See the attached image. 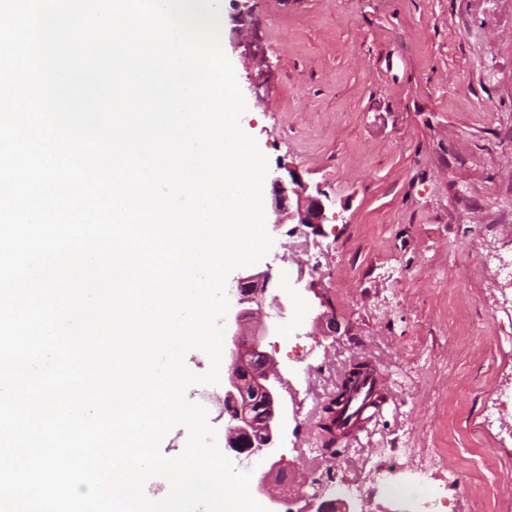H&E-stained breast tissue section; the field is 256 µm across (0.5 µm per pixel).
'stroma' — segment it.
<instances>
[{
  "instance_id": "1",
  "label": "stroma",
  "mask_w": 512,
  "mask_h": 512,
  "mask_svg": "<svg viewBox=\"0 0 512 512\" xmlns=\"http://www.w3.org/2000/svg\"><path fill=\"white\" fill-rule=\"evenodd\" d=\"M224 52L268 178L295 173L335 200L308 252L288 225L256 263L288 298L267 346L295 413L280 453L309 512L319 485L426 464L454 512H512V0H221ZM315 281V291L304 288ZM326 315L332 329L315 319ZM379 368L365 432L324 449L319 419L351 364ZM313 449L310 459L302 452Z\"/></svg>"
}]
</instances>
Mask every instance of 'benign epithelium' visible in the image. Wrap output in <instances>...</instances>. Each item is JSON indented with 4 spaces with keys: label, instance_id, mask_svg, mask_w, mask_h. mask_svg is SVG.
<instances>
[{
    "label": "benign epithelium",
    "instance_id": "7a95c632",
    "mask_svg": "<svg viewBox=\"0 0 512 512\" xmlns=\"http://www.w3.org/2000/svg\"><path fill=\"white\" fill-rule=\"evenodd\" d=\"M291 181L272 180L276 219L296 221L291 236L300 238L296 247L306 252L309 235L303 228L321 231L323 224L337 218L334 201L319 191L312 195L295 174ZM237 295L225 319L224 397L220 398L224 418V447L247 458L262 454L271 461L270 469L256 478L255 490L268 497L269 512H280L281 496L275 487H287L290 476L277 458L278 440L286 409L282 397L285 379L273 354L262 349L275 335L272 318L284 314L280 296L268 293L270 273L242 269L234 278Z\"/></svg>",
    "mask_w": 512,
    "mask_h": 512
}]
</instances>
